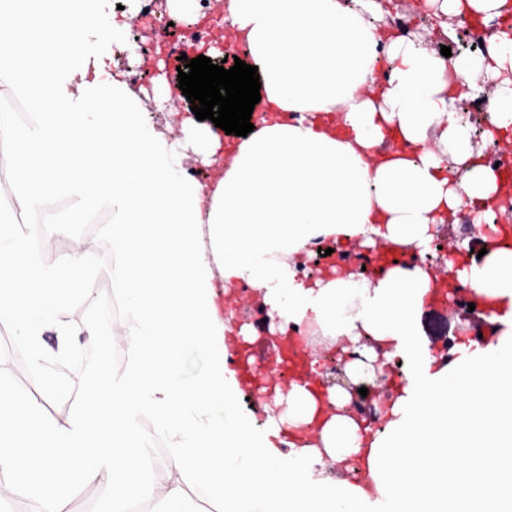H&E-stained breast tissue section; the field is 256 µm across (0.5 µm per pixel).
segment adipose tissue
<instances>
[{"label": "adipose tissue", "instance_id": "adipose-tissue-1", "mask_svg": "<svg viewBox=\"0 0 512 512\" xmlns=\"http://www.w3.org/2000/svg\"><path fill=\"white\" fill-rule=\"evenodd\" d=\"M506 0H424L439 21L475 13L491 20ZM233 37L263 76L276 118L223 145L218 129L187 118L183 140L159 137L139 95L120 71L101 77L80 34L102 18L58 0L0 9V48L34 75L35 134L17 132L0 104V135L10 138L0 168V320L9 322L33 360L65 359L81 328L63 314L87 291L99 246L75 240L47 267L18 223H55L45 200L62 187L88 190L111 204L113 251L125 260L119 290L127 322L113 325L127 367L104 390L86 393L68 416L46 421L38 407L0 379V502L34 499L37 512H65L75 487L103 484L102 512L135 502L174 508L204 490L225 512H512V250L469 261L454 277L494 298L489 343L458 344L451 362L431 356L417 319L431 282L425 269L388 270L378 279L310 281L299 273L308 245L322 238L410 244L427 252L462 198L484 203L500 194L490 166H474L467 126L454 109L456 82L473 96L485 84L495 129L512 127V36L490 34L495 66L448 60L388 31L381 0H228ZM52 43L56 62L41 60ZM387 59L388 72L378 62ZM397 128L417 146L388 153ZM216 166L200 183L191 155ZM246 283L276 330L304 329L333 343L371 336L403 356L407 382L388 408L384 433L362 431L345 414L347 397L330 391L320 408L309 383L291 382L287 411L253 429L239 409L241 381L228 368L226 338L253 341L234 327V288ZM56 334L47 349L46 331ZM195 344L208 372L187 380L180 353ZM152 418L169 465L147 473L135 419ZM314 427L288 455L272 442ZM364 462L369 485L324 476L327 463Z\"/></svg>", "mask_w": 512, "mask_h": 512}]
</instances>
